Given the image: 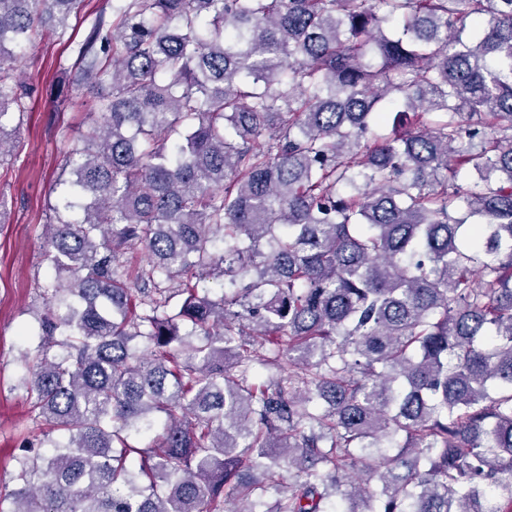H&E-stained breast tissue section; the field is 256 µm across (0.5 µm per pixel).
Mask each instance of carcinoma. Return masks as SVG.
I'll list each match as a JSON object with an SVG mask.
<instances>
[{"label":"carcinoma","instance_id":"obj_1","mask_svg":"<svg viewBox=\"0 0 512 512\" xmlns=\"http://www.w3.org/2000/svg\"><path fill=\"white\" fill-rule=\"evenodd\" d=\"M85 7L0 0V157L4 62ZM71 47L0 512H512V0H112Z\"/></svg>","mask_w":512,"mask_h":512}]
</instances>
